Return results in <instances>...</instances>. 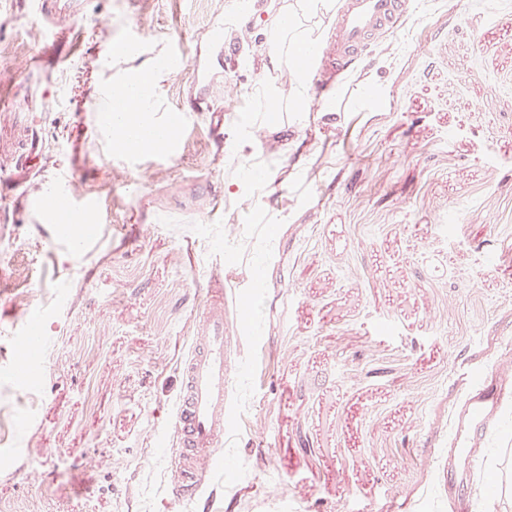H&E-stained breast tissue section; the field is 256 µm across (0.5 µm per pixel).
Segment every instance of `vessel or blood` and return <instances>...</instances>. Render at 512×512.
I'll return each instance as SVG.
<instances>
[{
    "instance_id": "obj_1",
    "label": "vessel or blood",
    "mask_w": 512,
    "mask_h": 512,
    "mask_svg": "<svg viewBox=\"0 0 512 512\" xmlns=\"http://www.w3.org/2000/svg\"><path fill=\"white\" fill-rule=\"evenodd\" d=\"M409 9L410 0H342L326 46L309 55L308 65L318 66L324 75L338 74L373 38L399 29ZM55 200L66 212L97 209L93 197L75 196L68 176L61 178ZM195 319L197 333L181 366V390L168 434L172 443L169 461L175 472L169 494L185 512H192L194 498L207 476L223 465L218 450L234 424L228 396L239 371V339L226 331L223 289L206 290ZM451 434L459 467L449 472L448 480L465 484L471 494H480L482 486L474 479L480 463L476 451L501 447L503 439L512 438V420L503 418L490 400L474 397L465 400L456 414Z\"/></svg>"
}]
</instances>
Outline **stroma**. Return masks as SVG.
I'll list each match as a JSON object with an SVG mask.
<instances>
[{"instance_id":"obj_1","label":"stroma","mask_w":512,"mask_h":512,"mask_svg":"<svg viewBox=\"0 0 512 512\" xmlns=\"http://www.w3.org/2000/svg\"><path fill=\"white\" fill-rule=\"evenodd\" d=\"M295 2L0 0V512H179L159 440L212 278L241 374L209 512H482L439 477L471 373L512 361V0H414L302 127L259 35ZM176 48L177 150L119 153L99 99ZM243 140L273 181L232 197ZM63 172L99 202L75 253L33 206ZM31 323L35 386L13 373Z\"/></svg>"}]
</instances>
